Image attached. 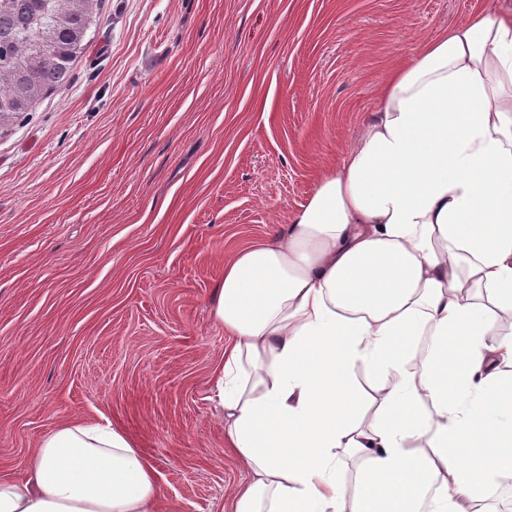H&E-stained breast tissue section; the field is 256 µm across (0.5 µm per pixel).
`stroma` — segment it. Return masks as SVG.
Segmentation results:
<instances>
[{"instance_id": "stroma-1", "label": "stroma", "mask_w": 512, "mask_h": 512, "mask_svg": "<svg viewBox=\"0 0 512 512\" xmlns=\"http://www.w3.org/2000/svg\"><path fill=\"white\" fill-rule=\"evenodd\" d=\"M512 0H102L69 84L0 137V478L111 425L162 512H230L211 298L336 169L392 65Z\"/></svg>"}]
</instances>
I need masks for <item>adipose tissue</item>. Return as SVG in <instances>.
I'll list each match as a JSON object with an SVG mask.
<instances>
[{
  "label": "adipose tissue",
  "instance_id": "obj_1",
  "mask_svg": "<svg viewBox=\"0 0 512 512\" xmlns=\"http://www.w3.org/2000/svg\"><path fill=\"white\" fill-rule=\"evenodd\" d=\"M212 315L249 473L231 512H490L512 473V20L478 14L399 65L291 224L229 253ZM0 512H159V494L139 449L79 422L0 480Z\"/></svg>",
  "mask_w": 512,
  "mask_h": 512
}]
</instances>
